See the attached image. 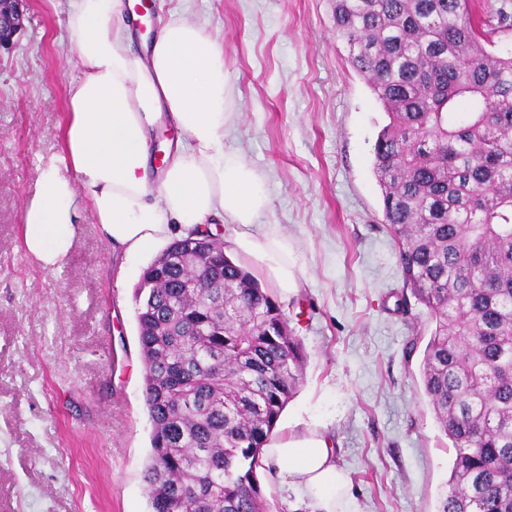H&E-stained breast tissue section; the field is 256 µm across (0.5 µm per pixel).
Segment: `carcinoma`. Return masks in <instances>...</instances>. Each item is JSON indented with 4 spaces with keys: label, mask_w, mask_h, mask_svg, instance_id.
<instances>
[{
    "label": "carcinoma",
    "mask_w": 512,
    "mask_h": 512,
    "mask_svg": "<svg viewBox=\"0 0 512 512\" xmlns=\"http://www.w3.org/2000/svg\"><path fill=\"white\" fill-rule=\"evenodd\" d=\"M331 0L389 122L373 148L404 286L435 328L423 388L452 443L439 512H512V33L506 2ZM143 272L151 512H267L256 470L302 379L282 306L209 234Z\"/></svg>",
    "instance_id": "1"
}]
</instances>
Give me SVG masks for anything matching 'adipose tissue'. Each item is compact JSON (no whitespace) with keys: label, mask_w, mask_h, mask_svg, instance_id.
I'll use <instances>...</instances> for the list:
<instances>
[{"label":"adipose tissue","mask_w":512,"mask_h":512,"mask_svg":"<svg viewBox=\"0 0 512 512\" xmlns=\"http://www.w3.org/2000/svg\"><path fill=\"white\" fill-rule=\"evenodd\" d=\"M67 3L69 50L80 63L79 73L64 81L62 153L70 173L48 165L26 202L22 222L29 255L46 269L66 258L80 187L105 239L128 255L217 218L233 226V248L258 279L284 296L296 290L288 238L262 221L269 199L261 174L224 151L233 92L221 45L204 24L173 13L139 53L122 0ZM164 117L182 137L162 177L154 180L149 137ZM265 458L324 512H336L349 490V478L321 432L274 440Z\"/></svg>","instance_id":"ef3b65f1"}]
</instances>
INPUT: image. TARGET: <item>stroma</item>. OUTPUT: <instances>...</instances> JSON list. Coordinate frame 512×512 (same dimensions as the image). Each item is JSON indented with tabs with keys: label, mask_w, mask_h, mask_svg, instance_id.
<instances>
[{
	"label": "stroma",
	"mask_w": 512,
	"mask_h": 512,
	"mask_svg": "<svg viewBox=\"0 0 512 512\" xmlns=\"http://www.w3.org/2000/svg\"><path fill=\"white\" fill-rule=\"evenodd\" d=\"M139 33L170 13L224 50L235 117L225 152L265 180L262 221L288 234L301 286L280 304L305 350L275 436L319 429L350 479L349 512H438L453 450L422 389L434 323L405 288L372 173L381 105L332 29L330 0H150ZM64 14L28 0L0 52V512H150L152 426L135 290L153 254L112 246L78 203L61 268L23 243L22 208L61 154L63 73H77ZM270 512H320L258 471Z\"/></svg>",
	"instance_id": "1"
}]
</instances>
